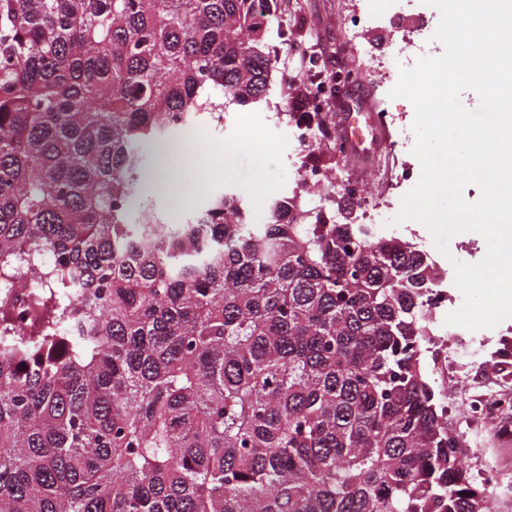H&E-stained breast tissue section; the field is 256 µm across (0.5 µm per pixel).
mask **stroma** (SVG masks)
<instances>
[{
    "instance_id": "obj_1",
    "label": "stroma",
    "mask_w": 512,
    "mask_h": 512,
    "mask_svg": "<svg viewBox=\"0 0 512 512\" xmlns=\"http://www.w3.org/2000/svg\"><path fill=\"white\" fill-rule=\"evenodd\" d=\"M364 7L365 0H273L276 21L287 26L289 42L320 47L324 69L332 70L337 65L345 64L360 69L367 78L366 83L355 84L343 101L330 104L325 110V118L335 119L352 102L360 103L373 112L385 108L393 112L395 121L392 127L382 129L378 138L383 142L401 140L413 133L415 109L408 99L390 95L401 70L396 53L399 47L411 42L414 34L431 19L432 8L420 0L414 8L400 15L386 13L361 27L359 37L367 45L368 51L357 60L345 53L342 34L351 18ZM298 60L299 56L294 52L281 54L279 66L271 76L270 97L266 103L231 109L226 114L223 126L201 125L184 137L185 152L195 161V176L154 197L170 223L183 222L186 211L201 206L209 196L222 192L225 184H233L240 192L253 195L255 174L269 155L273 156L274 162L264 197H281L297 189L296 162L300 151L287 138L276 115L278 106L288 99L290 78L297 76ZM246 126L258 134V145L225 152V142L237 141L242 128ZM315 151L330 175V182L318 191H300L307 206L325 208L327 212L336 214L342 223H363L362 208L353 206L342 190L347 180L357 178L364 181L377 209L373 222L380 235L418 244L439 268L450 275L455 272V262L476 264L484 259L487 243L479 233L470 231L455 235L449 242L448 253L444 254L436 248L422 223L408 220L394 224L401 196L396 191L387 196L379 194L378 188L396 165L415 164L416 159L410 150L403 149L392 155L381 149L368 163L347 154L332 153L321 145L316 146ZM511 327L512 318L504 319L494 328L478 330L437 321V334L443 335L450 343L449 362L468 367L467 372L451 373L440 378V385L455 392L461 399L467 396L470 388L476 386L491 391H512V379H500L497 374L485 369L500 334ZM499 424V419H491L466 434L463 463L471 471L482 465H496L505 480L512 483V438L499 436Z\"/></svg>"
}]
</instances>
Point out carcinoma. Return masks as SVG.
Instances as JSON below:
<instances>
[{"instance_id":"carcinoma-1","label":"carcinoma","mask_w":512,"mask_h":512,"mask_svg":"<svg viewBox=\"0 0 512 512\" xmlns=\"http://www.w3.org/2000/svg\"><path fill=\"white\" fill-rule=\"evenodd\" d=\"M256 0H0V512H499L430 359L439 278L299 194L168 224L149 150L265 101Z\"/></svg>"}]
</instances>
